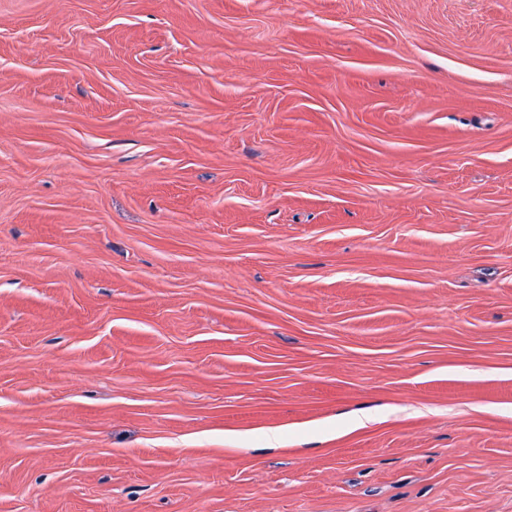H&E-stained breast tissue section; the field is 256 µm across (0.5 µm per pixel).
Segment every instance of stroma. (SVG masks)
Masks as SVG:
<instances>
[{"label": "stroma", "instance_id": "35a3bbf8", "mask_svg": "<svg viewBox=\"0 0 512 512\" xmlns=\"http://www.w3.org/2000/svg\"><path fill=\"white\" fill-rule=\"evenodd\" d=\"M0 512H512V0H0Z\"/></svg>", "mask_w": 512, "mask_h": 512}]
</instances>
